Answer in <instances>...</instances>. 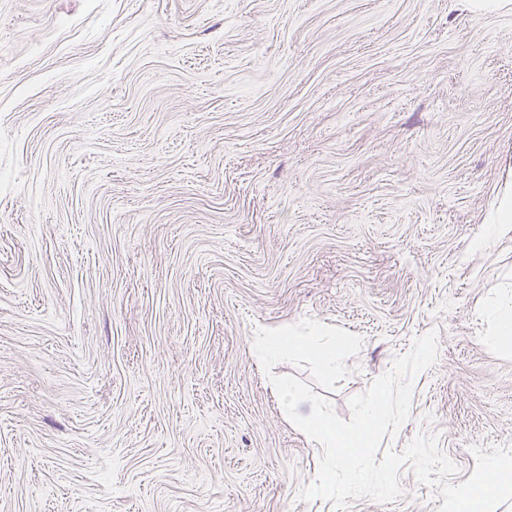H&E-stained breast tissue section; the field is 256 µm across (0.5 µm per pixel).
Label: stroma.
<instances>
[{
  "instance_id": "35a3bbf8",
  "label": "stroma",
  "mask_w": 512,
  "mask_h": 512,
  "mask_svg": "<svg viewBox=\"0 0 512 512\" xmlns=\"http://www.w3.org/2000/svg\"><path fill=\"white\" fill-rule=\"evenodd\" d=\"M512 13L458 0H0V512H335L258 329L359 336L381 440L512 447ZM387 503L438 512L410 467ZM496 321L498 340L508 346L512 345V292L502 296L490 309Z\"/></svg>"
}]
</instances>
